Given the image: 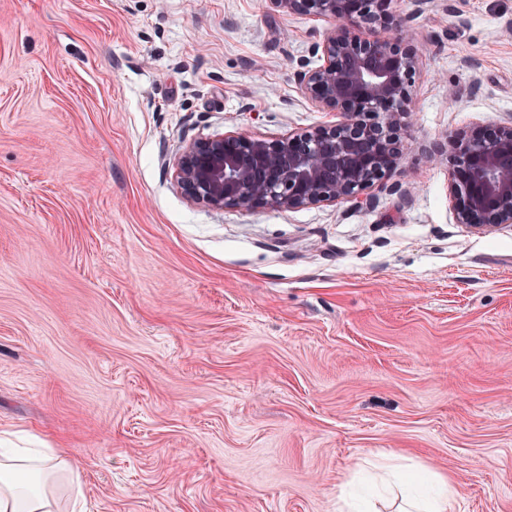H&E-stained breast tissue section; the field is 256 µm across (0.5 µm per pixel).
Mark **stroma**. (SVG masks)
I'll use <instances>...</instances> for the list:
<instances>
[{
    "label": "stroma",
    "mask_w": 512,
    "mask_h": 512,
    "mask_svg": "<svg viewBox=\"0 0 512 512\" xmlns=\"http://www.w3.org/2000/svg\"><path fill=\"white\" fill-rule=\"evenodd\" d=\"M421 56L366 202L216 210L182 146L335 122L329 20L265 0H0V430L86 512H336L378 453L512 512V225L455 222L447 136L512 121V0H394Z\"/></svg>",
    "instance_id": "obj_1"
}]
</instances>
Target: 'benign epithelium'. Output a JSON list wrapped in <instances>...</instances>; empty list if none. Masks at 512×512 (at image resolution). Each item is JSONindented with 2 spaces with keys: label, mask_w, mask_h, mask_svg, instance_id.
<instances>
[{
  "label": "benign epithelium",
  "mask_w": 512,
  "mask_h": 512,
  "mask_svg": "<svg viewBox=\"0 0 512 512\" xmlns=\"http://www.w3.org/2000/svg\"><path fill=\"white\" fill-rule=\"evenodd\" d=\"M285 14L328 18L315 45L321 64L297 73L302 93L338 120L267 138L232 131L182 146L175 181L186 198L215 209L294 210L357 200L397 170L411 149L404 116L419 48L378 37L393 24L392 0H267ZM451 153L456 221L470 229L512 224V122L479 136L454 134L427 153Z\"/></svg>",
  "instance_id": "1"
}]
</instances>
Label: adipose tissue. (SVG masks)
<instances>
[{
    "instance_id": "obj_1",
    "label": "adipose tissue",
    "mask_w": 512,
    "mask_h": 512,
    "mask_svg": "<svg viewBox=\"0 0 512 512\" xmlns=\"http://www.w3.org/2000/svg\"><path fill=\"white\" fill-rule=\"evenodd\" d=\"M73 460L62 453L0 454V512H56V487L78 480ZM397 489L396 512H455L459 489L447 477L418 465L377 476L374 492Z\"/></svg>"
}]
</instances>
